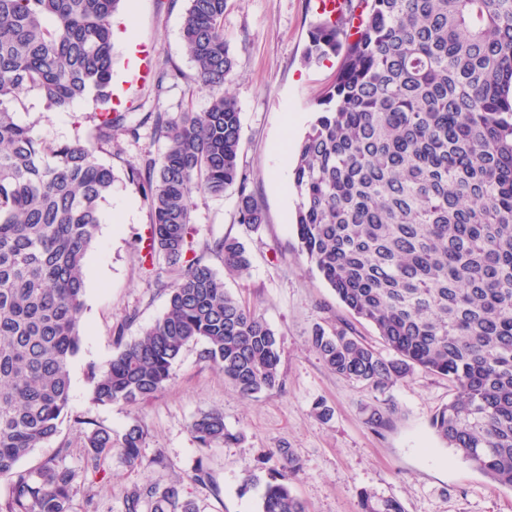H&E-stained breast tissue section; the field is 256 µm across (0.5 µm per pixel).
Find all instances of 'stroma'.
<instances>
[{"label": "stroma", "mask_w": 512, "mask_h": 512, "mask_svg": "<svg viewBox=\"0 0 512 512\" xmlns=\"http://www.w3.org/2000/svg\"><path fill=\"white\" fill-rule=\"evenodd\" d=\"M187 5V0H127L113 18L117 72H125L130 63L131 44L142 43L154 47L157 61L176 65L183 73L159 95L131 85L126 93L135 105L131 122L139 123L146 112L174 115L208 104L206 93L194 85V64L181 38ZM319 19L316 0H227L224 37L235 58L229 91L240 108V165L251 174L266 222L256 228L239 223L237 195L231 189L219 198L198 196L193 213V248L205 253L216 271L223 272V263L205 252L213 239L230 236L247 248L248 273L225 274L224 284L276 332L282 390L240 398L203 359L198 343L183 351L169 385L151 399L135 406L91 403L89 369L109 363L116 330L132 341L162 315L170 277L164 261H157L151 272L141 262L150 214L126 179L129 167L144 155L160 156L163 142L142 126L138 139L117 135L114 148L100 153L116 180L86 263L84 337L70 366L69 416L58 434L34 449L22 465L33 468L53 458L63 467L82 469L85 432L74 422L78 416L115 434L138 421L147 439L139 465L112 456L98 473L88 474L73 495L72 512H122L124 497L134 486H163L179 479L198 512H259L263 483L280 462L271 459L260 483L246 491L241 488L243 472L275 448L291 449L298 458L293 491L309 512H359V493L365 489L397 499L405 512H512V489L484 476L443 444L431 427L435 412L453 396L447 379L417 369L381 394L338 377L311 346L316 327L329 330L351 319L301 253L293 226L292 143L313 120L314 102L338 64L334 56L305 61L309 31ZM93 109L89 97L61 111L31 93L18 115L33 123L37 136L70 141L92 132ZM381 401L393 404L395 413L377 433L366 423V409ZM319 403L329 407V419L317 416L314 407ZM213 410L223 413L237 440L204 449L190 424ZM200 460L211 470L219 493L189 482Z\"/></svg>", "instance_id": "stroma-1"}]
</instances>
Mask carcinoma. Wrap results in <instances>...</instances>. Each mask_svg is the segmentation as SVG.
<instances>
[{"mask_svg": "<svg viewBox=\"0 0 512 512\" xmlns=\"http://www.w3.org/2000/svg\"><path fill=\"white\" fill-rule=\"evenodd\" d=\"M124 0H0V512H71L82 476L50 458L20 462L59 432L70 366L81 349L84 269L115 180L97 153L120 132L135 140L152 125L165 142L127 171L151 214L142 259L163 257L173 279L164 313L123 342L108 367L88 372L93 404L136 405L163 390L191 344L246 399L283 387L276 333L224 286L205 255H188L197 195L232 188L238 222L266 223L240 166L241 122L227 86L234 58L224 39L227 0H188L182 39L194 82L209 105L137 123L111 100V18ZM360 11L310 31L308 60L340 57L317 99V116L295 148L293 187L300 249L356 319L376 329L384 356L347 321L317 327L311 344L340 378L377 392L415 369L448 379L455 395L431 427L492 482L512 488V0H358ZM182 77L163 64L160 94ZM36 93L68 109L93 94L105 106L85 141L38 137L13 108ZM224 268L248 272L245 246L224 237L206 246ZM393 408L372 405L367 424L384 430ZM93 425L86 468L117 454L140 460L147 432ZM203 448L237 436L217 411L191 424ZM260 512H308L290 480L300 466L278 448L245 469L241 490L273 456ZM189 479L218 492L198 461ZM360 512H403L371 491ZM124 512H197L182 481L138 487Z\"/></svg>", "mask_w": 512, "mask_h": 512, "instance_id": "cac0c4a2", "label": "carcinoma"}]
</instances>
